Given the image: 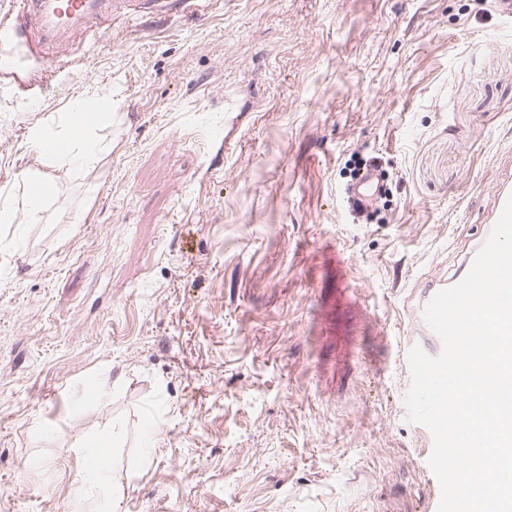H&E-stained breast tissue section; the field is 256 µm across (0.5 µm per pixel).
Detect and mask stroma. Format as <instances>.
I'll return each instance as SVG.
<instances>
[{"label": "stroma", "mask_w": 512, "mask_h": 512, "mask_svg": "<svg viewBox=\"0 0 512 512\" xmlns=\"http://www.w3.org/2000/svg\"><path fill=\"white\" fill-rule=\"evenodd\" d=\"M200 3L53 64L0 40L37 88L0 74V512H71V447L104 429L97 512H425L404 306L512 157V24L491 0ZM92 102L110 149L50 172L31 129ZM372 157L391 195L355 221ZM28 197H27V210L29 213H34L41 208L43 199L52 194L54 191L55 183L52 179L48 178H32L28 180ZM44 191L40 199L33 197L34 192Z\"/></svg>", "instance_id": "stroma-1"}]
</instances>
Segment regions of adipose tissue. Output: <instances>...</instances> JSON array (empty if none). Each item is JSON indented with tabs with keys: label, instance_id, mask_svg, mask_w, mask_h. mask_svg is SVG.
I'll list each match as a JSON object with an SVG mask.
<instances>
[{
	"label": "adipose tissue",
	"instance_id": "adipose-tissue-1",
	"mask_svg": "<svg viewBox=\"0 0 512 512\" xmlns=\"http://www.w3.org/2000/svg\"><path fill=\"white\" fill-rule=\"evenodd\" d=\"M76 118V113L66 112L56 123L33 128L31 132V145L45 163L67 175L91 169L108 149L107 143L96 136L95 129L111 125V113H102L83 124L77 123ZM72 454L80 462L72 480L73 512H87L91 496L110 497L112 488L104 467L84 465L82 444H75Z\"/></svg>",
	"mask_w": 512,
	"mask_h": 512
}]
</instances>
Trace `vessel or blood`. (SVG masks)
Instances as JSON below:
<instances>
[{
	"mask_svg": "<svg viewBox=\"0 0 512 512\" xmlns=\"http://www.w3.org/2000/svg\"><path fill=\"white\" fill-rule=\"evenodd\" d=\"M162 9L170 0H19L15 10L0 16V38L19 36L26 40L32 54H46L51 48L78 32L93 40H100L101 30L96 21L121 14L130 4ZM512 195V165L499 168L492 187V197L486 211L485 230H492L508 196ZM479 243H472L463 253V259L452 275L434 273L426 278L419 293L407 300L408 325L419 333L407 337L406 347L421 346L427 353L438 354L442 348L439 337L426 325L423 310L439 290L461 281L468 273Z\"/></svg>",
	"mask_w": 512,
	"mask_h": 512,
	"instance_id": "b4317fda",
	"label": "vessel or blood"
}]
</instances>
